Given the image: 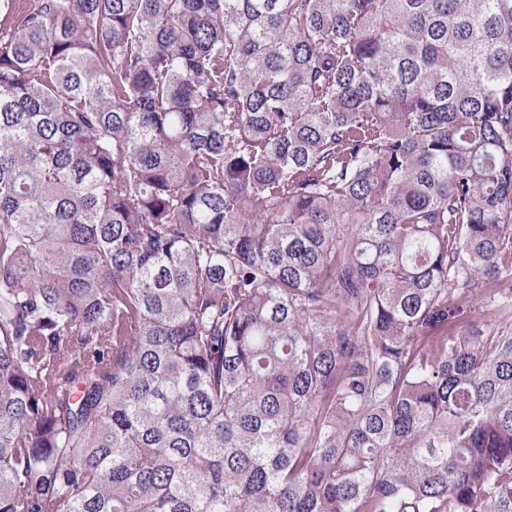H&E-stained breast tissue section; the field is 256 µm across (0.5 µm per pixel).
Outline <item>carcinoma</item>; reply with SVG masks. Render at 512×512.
I'll return each instance as SVG.
<instances>
[{
  "mask_svg": "<svg viewBox=\"0 0 512 512\" xmlns=\"http://www.w3.org/2000/svg\"><path fill=\"white\" fill-rule=\"evenodd\" d=\"M511 318L512 0H0V512H512Z\"/></svg>",
  "mask_w": 512,
  "mask_h": 512,
  "instance_id": "obj_1",
  "label": "carcinoma"
}]
</instances>
